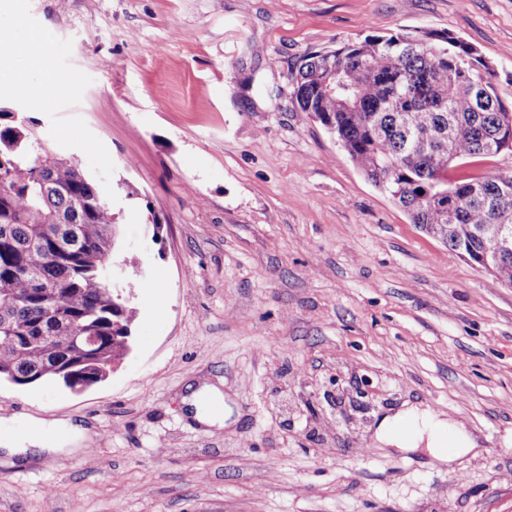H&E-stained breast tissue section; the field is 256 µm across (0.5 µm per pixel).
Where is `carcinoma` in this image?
<instances>
[{
    "instance_id": "cac0c4a2",
    "label": "carcinoma",
    "mask_w": 512,
    "mask_h": 512,
    "mask_svg": "<svg viewBox=\"0 0 512 512\" xmlns=\"http://www.w3.org/2000/svg\"><path fill=\"white\" fill-rule=\"evenodd\" d=\"M492 77L448 32L368 35L306 57L292 101L334 128L411 223L512 287V251L495 236L512 223V173L448 180L451 164L498 154L512 131ZM115 240L112 208L73 158L44 147L26 116L0 112V380L90 387L126 356L136 311L112 277ZM85 336L96 347L70 354Z\"/></svg>"
}]
</instances>
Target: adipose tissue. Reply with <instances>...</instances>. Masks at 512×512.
Wrapping results in <instances>:
<instances>
[{
    "label": "adipose tissue",
    "mask_w": 512,
    "mask_h": 512,
    "mask_svg": "<svg viewBox=\"0 0 512 512\" xmlns=\"http://www.w3.org/2000/svg\"><path fill=\"white\" fill-rule=\"evenodd\" d=\"M377 441L391 448L413 450L426 447L435 459L452 462L460 454L475 448L474 438L463 425L448 426L430 409L411 407L382 418L376 431ZM91 440L81 424L62 419H31L23 431L0 433V449L11 454L52 453L63 449L79 452Z\"/></svg>",
    "instance_id": "obj_1"
}]
</instances>
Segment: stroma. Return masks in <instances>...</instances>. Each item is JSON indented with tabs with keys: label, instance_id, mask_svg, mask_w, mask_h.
Here are the masks:
<instances>
[{
	"label": "stroma",
	"instance_id": "stroma-1",
	"mask_svg": "<svg viewBox=\"0 0 512 512\" xmlns=\"http://www.w3.org/2000/svg\"><path fill=\"white\" fill-rule=\"evenodd\" d=\"M69 80L23 108L96 184L132 349L73 393L0 381V420L87 427L90 454L0 451V512H512V288L374 186L289 75L366 36L448 31L512 108V0H0ZM161 229H154V222ZM224 395L223 427L184 411ZM417 404L476 448L375 438ZM206 397L209 402H216L223 406L221 412L217 413L212 411L208 404L204 405L201 402V398ZM187 407L188 413L192 414L193 417L200 423L210 426L218 425L219 427L224 425V395L216 387H205L198 390H192L183 400Z\"/></svg>",
	"mask_w": 512,
	"mask_h": 512
}]
</instances>
